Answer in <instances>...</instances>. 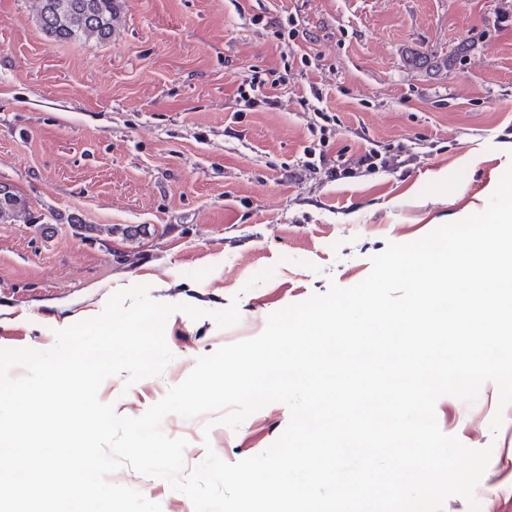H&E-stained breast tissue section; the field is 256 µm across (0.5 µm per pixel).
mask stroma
<instances>
[{
  "instance_id": "obj_1",
  "label": "stroma",
  "mask_w": 512,
  "mask_h": 512,
  "mask_svg": "<svg viewBox=\"0 0 512 512\" xmlns=\"http://www.w3.org/2000/svg\"><path fill=\"white\" fill-rule=\"evenodd\" d=\"M256 14L294 17L297 37L252 26ZM459 47L437 73L407 63ZM285 55L280 106L240 111L242 80ZM313 85L331 118L324 147L301 105ZM310 146L324 154L313 170ZM371 149L390 165L360 166ZM511 167L512 0H127L99 42L55 41L36 0H0V183L35 217L0 224V348H50L64 317L97 316L115 292L149 285L178 307L165 326L174 358L161 375L131 386L112 376L98 392L140 416L271 313L361 282L388 243L482 212ZM233 303L239 322L219 328L213 312ZM435 416L465 446L492 450L478 510L454 495L443 512H512V404L499 407L488 382L472 404L440 397ZM289 421L276 402L235 430L215 413L171 414L161 429L187 439L190 468L209 447L228 463L259 454ZM110 480L162 512H194L163 479L125 467Z\"/></svg>"
}]
</instances>
